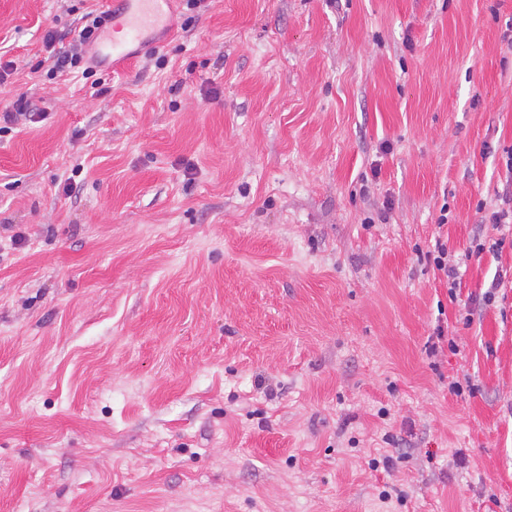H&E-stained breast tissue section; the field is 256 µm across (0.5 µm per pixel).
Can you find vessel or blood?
Returning <instances> with one entry per match:
<instances>
[{"instance_id":"b4317fda","label":"vessel or blood","mask_w":512,"mask_h":512,"mask_svg":"<svg viewBox=\"0 0 512 512\" xmlns=\"http://www.w3.org/2000/svg\"><path fill=\"white\" fill-rule=\"evenodd\" d=\"M174 0H113L112 28L122 32V39L107 38L101 53L105 58L125 62L135 49L145 46L156 30L171 26Z\"/></svg>"}]
</instances>
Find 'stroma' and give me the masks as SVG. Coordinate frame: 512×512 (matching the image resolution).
I'll list each match as a JSON object with an SVG mask.
<instances>
[{
    "label": "stroma",
    "mask_w": 512,
    "mask_h": 512,
    "mask_svg": "<svg viewBox=\"0 0 512 512\" xmlns=\"http://www.w3.org/2000/svg\"><path fill=\"white\" fill-rule=\"evenodd\" d=\"M66 8L0 0V512H512V0H177L98 93ZM1 104V102H0ZM0 133L11 130L14 125L25 120L33 123L46 119L47 108L36 107L24 93L16 94L0 108ZM2 123L4 124L2 126ZM433 252L434 253L429 254L428 257L433 256L432 261L434 268L442 272L448 279V284L450 285L449 290L453 292L456 288H460L459 261L448 258V246L440 241L436 242Z\"/></svg>",
    "instance_id": "35a3bbf8"
}]
</instances>
